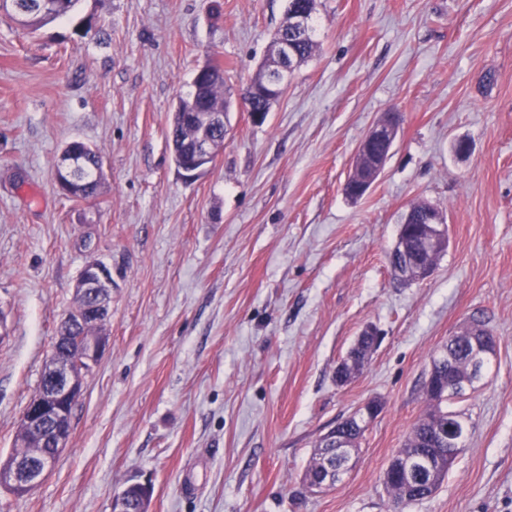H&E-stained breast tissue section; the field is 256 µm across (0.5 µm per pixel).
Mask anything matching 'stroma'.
Listing matches in <instances>:
<instances>
[{
  "instance_id": "stroma-1",
  "label": "stroma",
  "mask_w": 512,
  "mask_h": 512,
  "mask_svg": "<svg viewBox=\"0 0 512 512\" xmlns=\"http://www.w3.org/2000/svg\"><path fill=\"white\" fill-rule=\"evenodd\" d=\"M288 0H83L28 33L0 14V457L13 450L74 285L112 272L105 353L54 468L0 512H387L384 473L426 409L432 357L472 323L498 339L454 403L470 431L404 512H512V0H317L314 56L262 123L228 114L187 179L168 131L197 68L239 95ZM404 123L358 201L343 186L370 127ZM96 148V197L60 193L64 146ZM469 145L457 155L455 141ZM446 215L432 274L390 269L411 205ZM378 344L345 385L365 327ZM382 402L336 487L307 491L321 434Z\"/></svg>"
}]
</instances>
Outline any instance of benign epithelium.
<instances>
[{
  "label": "benign epithelium",
  "mask_w": 512,
  "mask_h": 512,
  "mask_svg": "<svg viewBox=\"0 0 512 512\" xmlns=\"http://www.w3.org/2000/svg\"><path fill=\"white\" fill-rule=\"evenodd\" d=\"M295 51L292 41L285 37L276 39L268 58L249 84L262 80L265 86L275 93L281 92L288 84V77L294 69L292 63ZM200 126L198 138L194 142L193 162L180 167L182 174L192 178L213 162L216 148L211 131L224 127L225 116L222 112H206L194 117ZM401 125L400 113L386 112L368 131L359 144L352 162V172H357L362 158L374 155L372 180L381 175L386 160L394 145ZM426 236L424 246L445 250L448 247V228L445 214L433 205H426ZM392 271L394 276L404 282L428 277L432 268L422 266L417 259L408 257V248L404 240L397 239L392 251ZM76 292L89 297L88 305L81 310H73L61 321L60 333L52 346L48 360L51 383L27 406L21 422L28 433L36 436L43 444L57 449L54 455H45L26 460L18 459L11 463H0V487L16 497H24L39 486L50 473L58 460L59 452L66 448L71 433V415L75 403L81 396L85 377L101 359L108 338L102 334L81 337V349L70 353L68 361L60 362L62 345L68 328L80 322L109 321L112 305V272L104 264L91 261L82 269L75 285ZM497 348V340L486 339L473 343L470 356V375L481 377L484 361L492 356ZM382 406L377 400H368L360 405L347 419L354 420L365 431L381 413ZM340 425L331 427L323 439L336 442L338 459L324 460L320 478L312 489L324 492L339 482L350 468V449L339 437Z\"/></svg>",
  "instance_id": "7a95c632"
}]
</instances>
